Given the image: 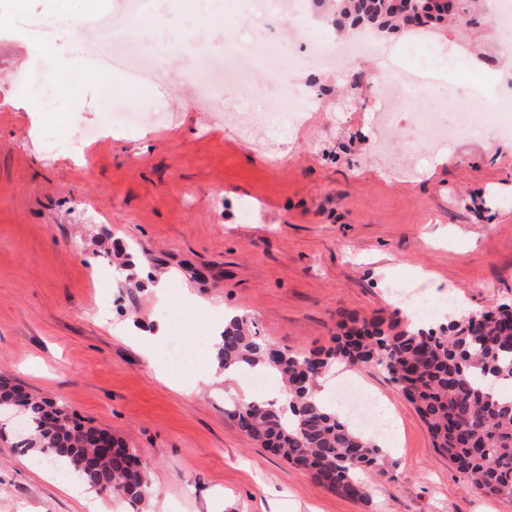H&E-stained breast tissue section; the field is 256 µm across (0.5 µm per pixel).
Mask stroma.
<instances>
[{
	"mask_svg": "<svg viewBox=\"0 0 512 512\" xmlns=\"http://www.w3.org/2000/svg\"><path fill=\"white\" fill-rule=\"evenodd\" d=\"M125 2L0 0V376L137 452L156 491L150 512H512V498L469 490L375 363L344 374L393 411L388 464L364 472L363 500L321 486L225 418L228 401L279 383L225 374L212 340L219 313L235 308L279 346L325 350L352 319L447 307L438 281L468 314L512 305V138L492 153L482 133L422 143L414 115L441 98L439 82L378 126L368 60L293 70L312 110L297 126L245 135L222 116L252 104L201 87L195 56L170 31L195 20L194 41L220 53L247 31L264 42L289 18L254 28L224 0L211 5L221 26L199 0H157L140 14L127 40L153 49L158 79L127 100L147 113L141 127L112 131L102 85L120 78L96 77L90 16L121 14ZM434 37L478 54L502 40L486 12L467 32L441 26ZM89 128L98 139L46 146ZM379 141L396 154L413 146L409 166L383 162ZM121 252L136 282L114 283ZM160 283L207 338L198 374L143 353L141 336L172 328ZM29 460L0 436V512H138L64 488L53 465Z\"/></svg>",
	"mask_w": 512,
	"mask_h": 512,
	"instance_id": "35a3bbf8",
	"label": "stroma"
}]
</instances>
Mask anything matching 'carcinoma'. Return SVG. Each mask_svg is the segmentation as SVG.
I'll return each mask as SVG.
<instances>
[{
    "instance_id": "carcinoma-1",
    "label": "carcinoma",
    "mask_w": 512,
    "mask_h": 512,
    "mask_svg": "<svg viewBox=\"0 0 512 512\" xmlns=\"http://www.w3.org/2000/svg\"><path fill=\"white\" fill-rule=\"evenodd\" d=\"M335 24L349 23L367 32L392 34L408 27L390 13L384 0H334ZM473 0H448L447 16L458 26L470 22ZM220 354L224 369L264 366L275 372L288 395V408L273 403H247L228 409L226 416L252 440L298 466L322 486L352 499L365 497L358 474L384 470L387 457L376 436L365 435L344 422L335 408L320 403L316 392L321 369L338 360L351 366L377 362L388 370L405 399L426 423L433 447L479 494L512 497V395L499 388L512 386V306L450 320L417 330L393 320L364 318L336 337V345L299 354L261 337L244 318L224 327ZM17 393L10 379L0 377V411ZM60 415L47 421V409ZM24 432L14 447L35 451L75 471L57 455L61 448L94 450L99 428L83 424L74 414L47 400L25 396ZM116 457L98 468L93 482L112 483L145 504L153 496L148 470L132 471L133 455L117 445Z\"/></svg>"
}]
</instances>
